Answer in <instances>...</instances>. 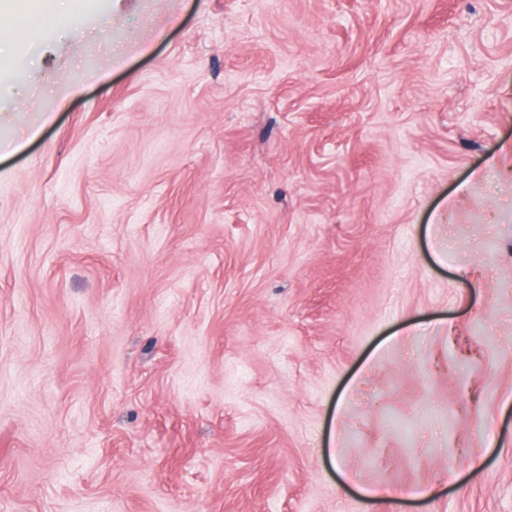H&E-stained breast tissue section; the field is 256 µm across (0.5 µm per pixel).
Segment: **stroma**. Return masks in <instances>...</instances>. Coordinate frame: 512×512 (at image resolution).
I'll use <instances>...</instances> for the list:
<instances>
[{
    "label": "stroma",
    "mask_w": 512,
    "mask_h": 512,
    "mask_svg": "<svg viewBox=\"0 0 512 512\" xmlns=\"http://www.w3.org/2000/svg\"><path fill=\"white\" fill-rule=\"evenodd\" d=\"M1 83L0 512H512V0H74Z\"/></svg>",
    "instance_id": "stroma-1"
}]
</instances>
